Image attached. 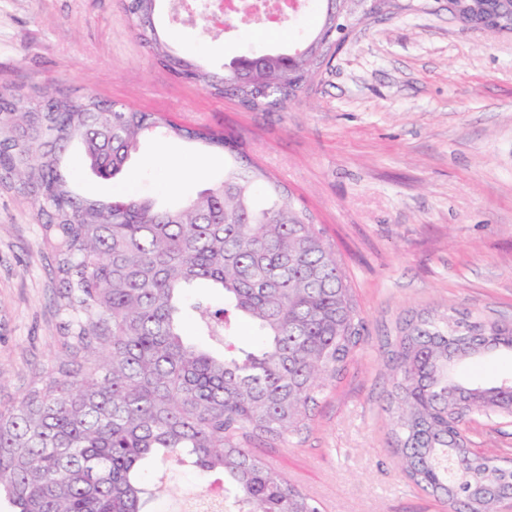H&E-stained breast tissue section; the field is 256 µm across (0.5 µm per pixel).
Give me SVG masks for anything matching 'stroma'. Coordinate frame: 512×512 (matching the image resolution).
Segmentation results:
<instances>
[{
  "label": "stroma",
  "mask_w": 512,
  "mask_h": 512,
  "mask_svg": "<svg viewBox=\"0 0 512 512\" xmlns=\"http://www.w3.org/2000/svg\"><path fill=\"white\" fill-rule=\"evenodd\" d=\"M322 11L310 0L279 27L217 32L182 0H159L155 22L173 54L220 73L232 55L293 47L319 27ZM0 86L32 97L91 91L239 137L252 162L324 227L368 327L307 431L264 456L323 512H447L406 478L392 450L385 357L413 312L456 309L512 323V30L464 24L448 0H409L357 25L286 111L247 112L156 63L121 0H0ZM70 164L81 194L146 197L165 208L222 179L229 161L148 137L116 180H97L80 155ZM53 251L31 197L0 183L1 401L66 359ZM465 432L476 453L512 463V418L476 415ZM146 480L166 487L149 512L222 482L175 461Z\"/></svg>",
  "instance_id": "1"
}]
</instances>
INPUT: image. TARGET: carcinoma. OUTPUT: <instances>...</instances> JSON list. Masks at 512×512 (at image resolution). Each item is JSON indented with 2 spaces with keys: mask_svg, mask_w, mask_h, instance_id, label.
Returning <instances> with one entry per match:
<instances>
[{
  "mask_svg": "<svg viewBox=\"0 0 512 512\" xmlns=\"http://www.w3.org/2000/svg\"><path fill=\"white\" fill-rule=\"evenodd\" d=\"M158 0H122L132 31L178 79L251 112H283L305 75L347 40L354 4L324 0L321 27L284 51L250 56L219 76L172 56L155 23ZM467 22L512 25L505 0H448ZM175 135L232 159L224 179L174 207L81 195L71 148L103 181L117 178L141 138ZM265 179L269 203L253 201ZM0 181L31 195L56 242L61 335L69 359L0 406V498L11 512H148L163 492L142 472L189 458L224 474L223 499L198 512H322L247 443L284 442L365 342V322L334 245L288 191L252 165L232 134L176 124L99 98L0 90ZM217 288L222 302L186 290ZM255 326L248 347L235 320ZM512 353V324L469 314L413 315L386 358L392 447L408 479L449 512H497L512 469L476 455L462 433L475 413L512 406V383L465 376Z\"/></svg>",
  "mask_w": 512,
  "mask_h": 512,
  "instance_id": "obj_1",
  "label": "carcinoma"
}]
</instances>
